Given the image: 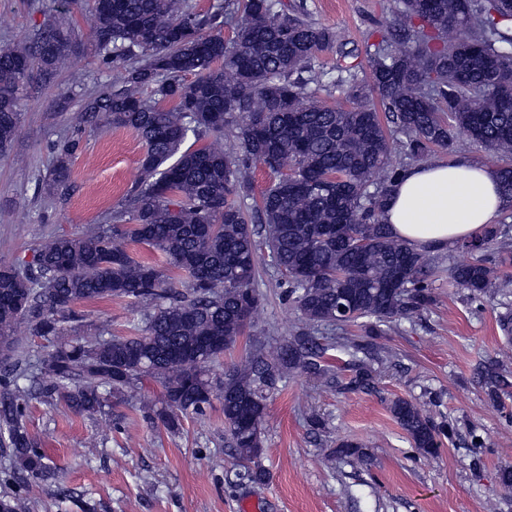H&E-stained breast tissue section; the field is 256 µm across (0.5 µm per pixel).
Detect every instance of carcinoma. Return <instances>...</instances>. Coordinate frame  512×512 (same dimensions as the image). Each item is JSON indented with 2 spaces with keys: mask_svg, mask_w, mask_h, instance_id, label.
<instances>
[{
  "mask_svg": "<svg viewBox=\"0 0 512 512\" xmlns=\"http://www.w3.org/2000/svg\"><path fill=\"white\" fill-rule=\"evenodd\" d=\"M392 15L365 46V79L344 36L308 20L303 0H222L206 12L188 0H92L91 45L122 82L84 98L79 121L90 135L129 130L144 151L112 229L48 237L32 262L0 268V480L8 487L0 512H28L29 483L56 479L23 423L28 399L92 416L145 379L161 386L165 408L142 409L168 430L220 399L242 479L264 481L268 395L293 372L329 371L319 328L363 320L369 335L382 336L432 302L434 267L384 223L405 170L393 154L425 164L462 131L487 150L512 205V0H393ZM229 21L230 42L222 33ZM451 29L459 36L449 41ZM77 40L48 24L0 47L1 153L28 94L57 79ZM326 49L336 51L327 82L315 68ZM335 90L344 101L314 100ZM78 149L77 139L57 147L49 192L67 189ZM253 164L276 179L249 209ZM506 235L491 226L457 243L471 260L448 265L451 283L478 300L508 287ZM126 238L162 262L134 260ZM263 247L287 277L302 332L288 343L254 341L214 381L210 367L261 307ZM164 264L186 276L187 288L171 286ZM112 297L143 307L138 335L99 330L57 344L34 365L21 355L20 336L55 339L63 323L82 319L79 302ZM334 348L356 369L349 388L370 387L371 370L357 358L366 346L342 338ZM390 411L418 456L435 458L447 430L408 400ZM335 453L352 464L368 458L348 442Z\"/></svg>",
  "mask_w": 512,
  "mask_h": 512,
  "instance_id": "1",
  "label": "carcinoma"
}]
</instances>
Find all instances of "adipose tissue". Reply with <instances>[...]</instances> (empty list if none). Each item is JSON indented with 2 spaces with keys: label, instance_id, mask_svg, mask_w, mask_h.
<instances>
[{
  "label": "adipose tissue",
  "instance_id": "1",
  "mask_svg": "<svg viewBox=\"0 0 512 512\" xmlns=\"http://www.w3.org/2000/svg\"><path fill=\"white\" fill-rule=\"evenodd\" d=\"M504 208L494 169L459 158L406 169L384 211L393 233L418 249L445 248L497 224Z\"/></svg>",
  "mask_w": 512,
  "mask_h": 512
}]
</instances>
